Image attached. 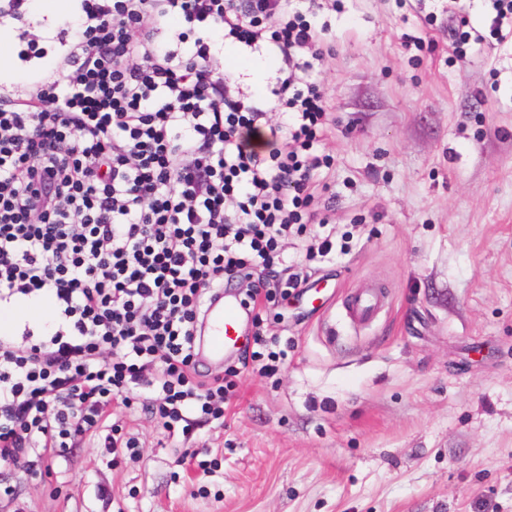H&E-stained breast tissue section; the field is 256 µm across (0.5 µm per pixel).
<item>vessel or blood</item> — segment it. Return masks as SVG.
I'll use <instances>...</instances> for the list:
<instances>
[{
    "label": "vessel or blood",
    "instance_id": "obj_1",
    "mask_svg": "<svg viewBox=\"0 0 512 512\" xmlns=\"http://www.w3.org/2000/svg\"><path fill=\"white\" fill-rule=\"evenodd\" d=\"M384 294L376 289L364 288L349 292L343 301L345 318L352 323L362 321L385 309ZM249 311L237 295L219 292L206 308L203 319V337L199 341L202 360L223 364L226 356L237 353L247 335Z\"/></svg>",
    "mask_w": 512,
    "mask_h": 512
}]
</instances>
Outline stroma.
Wrapping results in <instances>:
<instances>
[{"label":"stroma","mask_w":512,"mask_h":512,"mask_svg":"<svg viewBox=\"0 0 512 512\" xmlns=\"http://www.w3.org/2000/svg\"><path fill=\"white\" fill-rule=\"evenodd\" d=\"M448 6L336 0L316 19L331 124L314 178L346 252L309 261L289 245L315 287L258 325L287 340L285 359L259 373L249 341L224 365L197 361L229 381L230 408L193 411L187 432L168 436L136 400L48 470L0 465L23 512H512V39L491 38L488 0H457L484 41L452 53ZM76 7L0 19L14 47L0 85L52 66ZM178 29L186 54L223 48L240 91L270 98L268 51ZM369 284L387 306L350 326L341 303ZM111 436L133 453H104Z\"/></svg>","instance_id":"stroma-1"}]
</instances>
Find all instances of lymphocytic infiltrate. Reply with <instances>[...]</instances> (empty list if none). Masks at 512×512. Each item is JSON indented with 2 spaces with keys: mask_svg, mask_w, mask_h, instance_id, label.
Wrapping results in <instances>:
<instances>
[{
  "mask_svg": "<svg viewBox=\"0 0 512 512\" xmlns=\"http://www.w3.org/2000/svg\"><path fill=\"white\" fill-rule=\"evenodd\" d=\"M99 0L63 24L61 92L0 95V311L52 304L50 330L0 333V463L25 474L79 447L114 404L142 397L168 429L220 419L201 377L199 316L225 283L254 314L297 288L281 257L322 225L310 149L330 122L312 24L329 0ZM180 18L279 63L274 108L246 102L219 55L179 47ZM273 120L266 154L248 134Z\"/></svg>",
  "mask_w": 512,
  "mask_h": 512,
  "instance_id": "1",
  "label": "lymphocytic infiltrate"
}]
</instances>
